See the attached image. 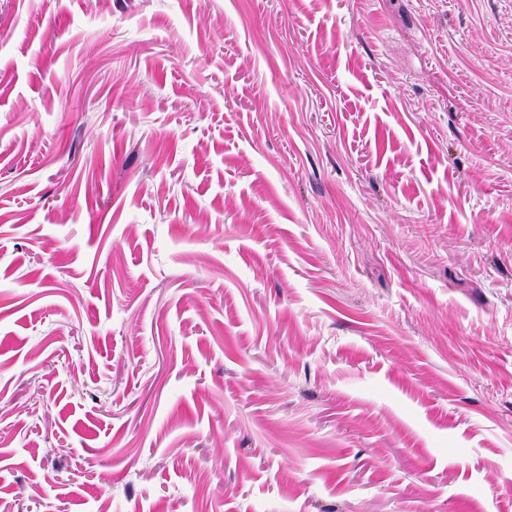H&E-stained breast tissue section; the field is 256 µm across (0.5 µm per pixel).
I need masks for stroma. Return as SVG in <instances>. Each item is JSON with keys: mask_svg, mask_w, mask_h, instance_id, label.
<instances>
[{"mask_svg": "<svg viewBox=\"0 0 512 512\" xmlns=\"http://www.w3.org/2000/svg\"><path fill=\"white\" fill-rule=\"evenodd\" d=\"M0 512H512V0H0Z\"/></svg>", "mask_w": 512, "mask_h": 512, "instance_id": "1", "label": "stroma"}]
</instances>
